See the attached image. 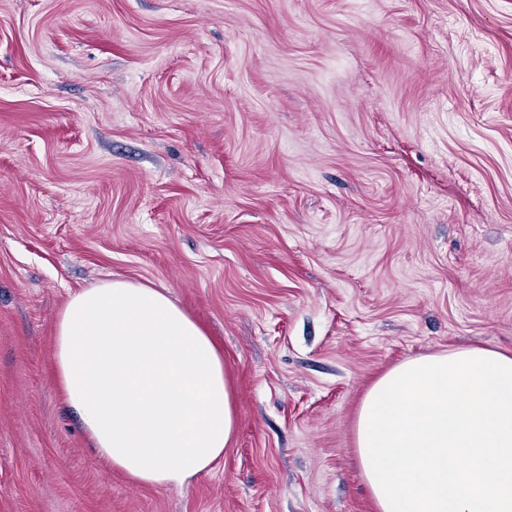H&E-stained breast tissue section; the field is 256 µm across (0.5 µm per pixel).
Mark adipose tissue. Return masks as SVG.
Wrapping results in <instances>:
<instances>
[{
    "mask_svg": "<svg viewBox=\"0 0 512 512\" xmlns=\"http://www.w3.org/2000/svg\"><path fill=\"white\" fill-rule=\"evenodd\" d=\"M54 358L66 403L113 469L182 487L223 459L237 425L224 354L162 290L118 279L72 292Z\"/></svg>",
    "mask_w": 512,
    "mask_h": 512,
    "instance_id": "1",
    "label": "adipose tissue"
}]
</instances>
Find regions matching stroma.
<instances>
[{"label":"stroma","mask_w":512,"mask_h":512,"mask_svg":"<svg viewBox=\"0 0 512 512\" xmlns=\"http://www.w3.org/2000/svg\"><path fill=\"white\" fill-rule=\"evenodd\" d=\"M224 348L223 461L110 471L53 370L70 291ZM512 352V0H0V512H376L382 374ZM473 350H476V351H478V352H479L480 350H485L486 352H487V351H489V352H490V351H491V352H496V353H499V354H500L499 356H501V355H502V356H505L506 358H509V360H510V361L512 360V354H511V353H509V352H504V351H501V350H498V349H495V348H491V347H483V346H482V347H481V346H480V347H466V348H459V349H455V350H450V351H448V352L431 353V354L420 355V356H417V357H415V358L408 359V360H406V361H404V362H402V363H400V364L396 365L395 367H393V368H392V369H390L389 371H387L383 376H381V377H380V378H379V379H378V380H377V381H376V382H375V383H374V384H373V385L368 389V391H367V392H366V394L364 395V397H363V399H362V402H361V405H360L359 412H358L357 421H356V447H357V448H356V450H357V455H358V459H359V464H360V467H361V470H362V473H363V476H364V479H365V483H366L367 488H368V490H369V492H370L371 498H372V500H373V502H374V504H375L376 512H385V506H384V507H382L384 502H383V503H382V502L380 503V499H378L379 497L377 498V495H378V494H375V492H374V490H376V489H373V487H374V486L372 487V485H371V483H372V482L370 483V480H369L370 478L368 479V477H367V475H366L365 467L363 466V463H362L363 458H362V454H361V452H360V444H359V436H360V435H359V432H360V431H359V422H360V416L364 413V411H363V413H362L363 404L365 403V400H366V398L368 397V395H370V394H369V392H370L373 388L375 389V385H376L377 383H378L377 385H379V381H381V379H382L383 377H385L388 373H391V371H392V370H393V371H395L394 369H395V368H397V367H400V368H401V365H402L403 363H406V362L408 363V361H410V360H412V359H417V358H420V357H423V356H433V357H434V356H438L437 358H439V357L444 358L445 356H450V355H452V356H453V353H456V352H461V351H467V352H468V351H473ZM489 352H488V353H489ZM506 358H505V360H507ZM423 359H424V357H423ZM507 361H508V360H507ZM395 373H396V371H395ZM387 376H388V375H387ZM371 393H372V391H371ZM364 405H365V404H364ZM381 505H382V506H381Z\"/></svg>","instance_id":"stroma-1"}]
</instances>
